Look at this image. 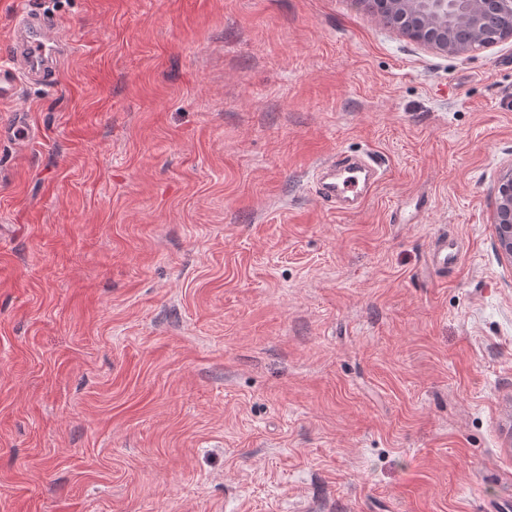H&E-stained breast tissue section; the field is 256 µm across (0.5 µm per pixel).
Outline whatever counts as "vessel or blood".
<instances>
[{
	"instance_id": "1",
	"label": "vessel or blood",
	"mask_w": 512,
	"mask_h": 512,
	"mask_svg": "<svg viewBox=\"0 0 512 512\" xmlns=\"http://www.w3.org/2000/svg\"><path fill=\"white\" fill-rule=\"evenodd\" d=\"M67 37L56 20L26 11L16 14L9 65H0V105L16 100L20 83L56 82ZM381 178L377 167L359 157L324 159L312 173V188L331 208L345 209L364 200Z\"/></svg>"
}]
</instances>
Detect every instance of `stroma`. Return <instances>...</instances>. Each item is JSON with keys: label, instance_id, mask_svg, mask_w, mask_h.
<instances>
[{"label": "stroma", "instance_id": "obj_1", "mask_svg": "<svg viewBox=\"0 0 512 512\" xmlns=\"http://www.w3.org/2000/svg\"><path fill=\"white\" fill-rule=\"evenodd\" d=\"M22 7L71 52L0 105V512H512V39L0 0V60ZM340 152L384 172L353 212L311 191ZM494 223L497 251L512 265V168L500 177L496 187Z\"/></svg>", "mask_w": 512, "mask_h": 512}]
</instances>
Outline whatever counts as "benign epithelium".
<instances>
[{
	"instance_id": "7a95c632",
	"label": "benign epithelium",
	"mask_w": 512,
	"mask_h": 512,
	"mask_svg": "<svg viewBox=\"0 0 512 512\" xmlns=\"http://www.w3.org/2000/svg\"><path fill=\"white\" fill-rule=\"evenodd\" d=\"M381 18L402 35L430 50L469 55L499 42L485 25L491 14L512 17V0H383ZM497 251L512 265V169L496 187Z\"/></svg>"
}]
</instances>
